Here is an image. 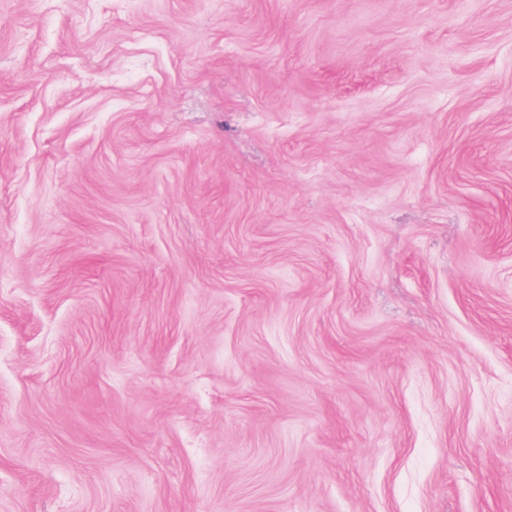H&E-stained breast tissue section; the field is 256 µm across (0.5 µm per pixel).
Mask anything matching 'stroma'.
<instances>
[{"label": "stroma", "instance_id": "obj_1", "mask_svg": "<svg viewBox=\"0 0 512 512\" xmlns=\"http://www.w3.org/2000/svg\"><path fill=\"white\" fill-rule=\"evenodd\" d=\"M0 512H512V0H0Z\"/></svg>", "mask_w": 512, "mask_h": 512}]
</instances>
